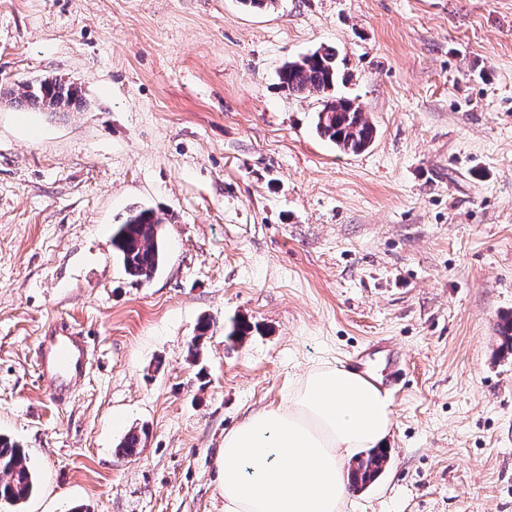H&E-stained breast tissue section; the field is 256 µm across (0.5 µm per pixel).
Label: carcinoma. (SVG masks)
Returning a JSON list of instances; mask_svg holds the SVG:
<instances>
[{
	"label": "carcinoma",
	"mask_w": 512,
	"mask_h": 512,
	"mask_svg": "<svg viewBox=\"0 0 512 512\" xmlns=\"http://www.w3.org/2000/svg\"><path fill=\"white\" fill-rule=\"evenodd\" d=\"M339 78L336 52L317 50L298 60L287 62L279 75L282 87L291 94L316 91L326 95L323 108L317 113V135L345 152L357 153L373 141L376 129L364 112L351 100L330 94ZM16 103L33 110L64 112L81 107V91L62 78H47L34 86L23 85ZM162 223L151 209H133L112 234V246L127 276L137 282L149 281L163 261L159 241ZM145 429H132L119 444V452L133 455L143 446ZM387 461L384 449L357 459L350 469L351 481L365 485L383 469ZM36 478L26 462V454L17 442L0 436V498L20 504L34 491Z\"/></svg>",
	"instance_id": "1"
}]
</instances>
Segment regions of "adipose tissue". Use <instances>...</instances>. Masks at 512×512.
Instances as JSON below:
<instances>
[{"instance_id": "ef3b65f1", "label": "adipose tissue", "mask_w": 512, "mask_h": 512, "mask_svg": "<svg viewBox=\"0 0 512 512\" xmlns=\"http://www.w3.org/2000/svg\"><path fill=\"white\" fill-rule=\"evenodd\" d=\"M390 396L331 362L298 376L285 404L247 416L224 435L218 458L223 512H341L345 466L383 447Z\"/></svg>"}]
</instances>
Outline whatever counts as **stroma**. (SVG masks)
<instances>
[{
    "label": "stroma",
    "instance_id": "obj_1",
    "mask_svg": "<svg viewBox=\"0 0 512 512\" xmlns=\"http://www.w3.org/2000/svg\"><path fill=\"white\" fill-rule=\"evenodd\" d=\"M327 47L376 128L357 154L280 85ZM48 76L84 107L0 103V434L38 479L0 512H222L225 432L378 339L405 376L343 512H512V0H0V88ZM135 206L163 220L144 283L112 251ZM59 321L89 341L64 404ZM38 357L40 374L50 380L55 398L64 402L87 371V337L66 323L54 324L39 342Z\"/></svg>",
    "mask_w": 512,
    "mask_h": 512
}]
</instances>
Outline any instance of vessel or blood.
I'll return each mask as SVG.
<instances>
[{
  "label": "vessel or blood",
  "instance_id": "obj_1",
  "mask_svg": "<svg viewBox=\"0 0 512 512\" xmlns=\"http://www.w3.org/2000/svg\"><path fill=\"white\" fill-rule=\"evenodd\" d=\"M389 365L383 374L382 386L392 389L399 385L405 367V357L400 348H385ZM38 368L51 382L52 393L59 401H66L71 389L84 377L88 364V342L85 336L70 325L60 322L50 326L38 345Z\"/></svg>",
  "mask_w": 512,
  "mask_h": 512
}]
</instances>
